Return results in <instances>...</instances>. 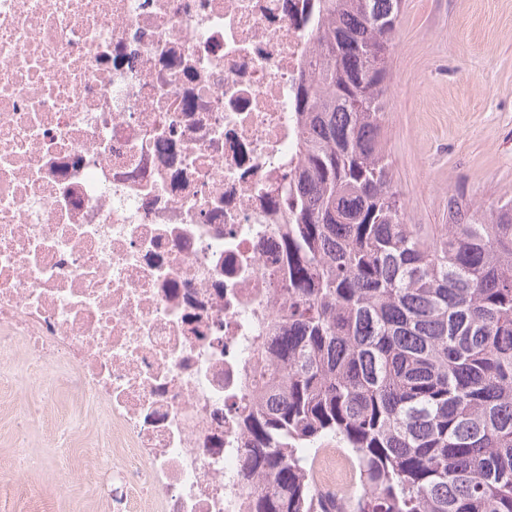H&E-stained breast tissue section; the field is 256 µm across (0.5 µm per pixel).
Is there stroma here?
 Masks as SVG:
<instances>
[{"label": "stroma", "mask_w": 512, "mask_h": 512, "mask_svg": "<svg viewBox=\"0 0 512 512\" xmlns=\"http://www.w3.org/2000/svg\"><path fill=\"white\" fill-rule=\"evenodd\" d=\"M384 133L411 224H444L449 196L484 210L512 195V0H402ZM88 398L0 383V512H112L90 442L109 438ZM40 466L16 473L19 451ZM65 453L66 469L46 460Z\"/></svg>", "instance_id": "obj_1"}]
</instances>
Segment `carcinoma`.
I'll use <instances>...</instances> for the list:
<instances>
[{
  "label": "carcinoma",
  "instance_id": "cac0c4a2",
  "mask_svg": "<svg viewBox=\"0 0 512 512\" xmlns=\"http://www.w3.org/2000/svg\"><path fill=\"white\" fill-rule=\"evenodd\" d=\"M402 0H313L284 328L245 412L247 512H512V198L409 224L383 140ZM344 448L353 490L309 459Z\"/></svg>",
  "mask_w": 512,
  "mask_h": 512
}]
</instances>
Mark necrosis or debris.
Instances as JSON below:
<instances>
[{
    "instance_id": "4bbe7bcc",
    "label": "necrosis or debris",
    "mask_w": 512,
    "mask_h": 512,
    "mask_svg": "<svg viewBox=\"0 0 512 512\" xmlns=\"http://www.w3.org/2000/svg\"><path fill=\"white\" fill-rule=\"evenodd\" d=\"M313 49L306 0H0V337L100 406L112 512H245Z\"/></svg>"
}]
</instances>
